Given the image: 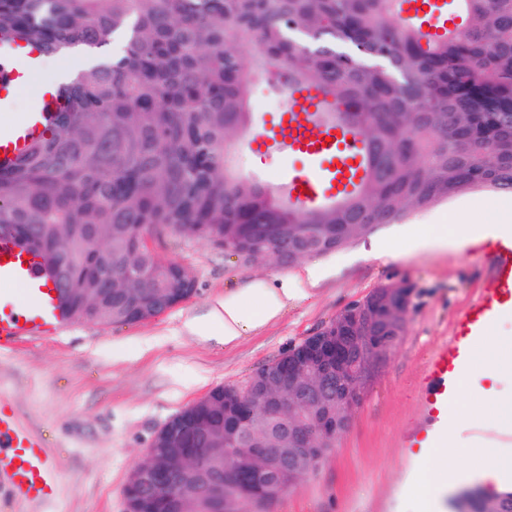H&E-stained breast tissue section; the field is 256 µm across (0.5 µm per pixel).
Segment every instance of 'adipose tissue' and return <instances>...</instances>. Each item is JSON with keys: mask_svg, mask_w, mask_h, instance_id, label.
I'll list each match as a JSON object with an SVG mask.
<instances>
[{"mask_svg": "<svg viewBox=\"0 0 512 512\" xmlns=\"http://www.w3.org/2000/svg\"><path fill=\"white\" fill-rule=\"evenodd\" d=\"M512 224V215L499 214L482 232H471L465 218H458L456 224L432 225L430 231L413 240L409 248L416 252L445 251L451 248L477 249L495 236L499 228ZM304 289L298 288L295 280L283 277L278 283L258 278L246 287L226 291L222 300L217 301L204 315L192 317L185 322V328L195 336H209L219 333L225 344L231 345L242 337L256 333L267 324L279 319L290 304L303 299ZM507 353L504 342L497 330H490L474 367L466 368L460 386L463 392H470L474 371H482L490 379L504 377L507 373ZM440 449H421V475L415 486V495L421 504L420 512H441L442 495L450 479H468L477 476L489 491H496L505 472L512 467V457L507 452L486 449L481 462L456 472L435 468L434 461L440 456Z\"/></svg>", "mask_w": 512, "mask_h": 512, "instance_id": "ef3b65f1", "label": "adipose tissue"}]
</instances>
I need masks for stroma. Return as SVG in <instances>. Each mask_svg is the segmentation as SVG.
Here are the masks:
<instances>
[{"label":"stroma","mask_w":512,"mask_h":512,"mask_svg":"<svg viewBox=\"0 0 512 512\" xmlns=\"http://www.w3.org/2000/svg\"><path fill=\"white\" fill-rule=\"evenodd\" d=\"M229 161L240 174L281 184L299 158L270 153L241 138ZM512 210V196L475 191L384 224L353 246L315 259L324 276L287 314L236 345L219 336H192L184 321L205 314L225 290L255 278L269 281L303 273L304 264L268 258L248 262L222 247L168 235L159 256L190 272L195 293L158 318L119 327L70 322L51 337L20 341L0 353V401L55 453L60 487L35 506L0 493V512H127L124 488L155 432L212 388L244 381L261 366L315 335L351 303L390 283L413 286L415 296L401 340L393 347L352 411L319 471L286 490L270 512H414L408 495L419 472L404 435L423 421L418 376L433 349L447 340L456 315L477 298L485 275L479 252L451 250L377 259L378 241L400 239L419 224H446L471 215V230L496 209ZM477 392L460 411L466 449H448L444 464L479 462L493 397L512 395V375L497 384L474 378Z\"/></svg>","instance_id":"obj_1"}]
</instances>
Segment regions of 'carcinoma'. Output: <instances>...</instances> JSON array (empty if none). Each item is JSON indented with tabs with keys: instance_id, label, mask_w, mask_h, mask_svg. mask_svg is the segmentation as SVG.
<instances>
[{
	"instance_id": "obj_1",
	"label": "carcinoma",
	"mask_w": 512,
	"mask_h": 512,
	"mask_svg": "<svg viewBox=\"0 0 512 512\" xmlns=\"http://www.w3.org/2000/svg\"><path fill=\"white\" fill-rule=\"evenodd\" d=\"M462 25L439 38L399 17V0H0V49L77 56L49 91L62 101L45 137L0 169V224L68 288L77 321L107 327L157 318L191 292L185 267L145 244L174 233L246 261L327 256L467 191L512 195V0H463ZM314 89L367 149L358 190L315 208L290 203L227 165L252 122L256 79ZM112 270V287L101 288ZM296 345L245 381L213 388L177 417V447L202 474L170 465L129 512H205L184 485L219 480L250 512L287 486H247L263 448H286L282 420L229 389L288 374ZM506 488L476 512H501Z\"/></svg>"
}]
</instances>
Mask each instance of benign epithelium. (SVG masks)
Returning <instances> with one entry per match:
<instances>
[{
	"mask_svg": "<svg viewBox=\"0 0 512 512\" xmlns=\"http://www.w3.org/2000/svg\"><path fill=\"white\" fill-rule=\"evenodd\" d=\"M413 298L412 287L383 288L346 307L336 316V333L305 340V355L288 368V377L273 372L266 386L254 391L267 409L284 418L288 417L289 401L277 390L279 386L290 388L308 410L324 415L325 423L321 426L306 419H290L291 441L311 463L325 460L328 449L316 441L327 437L332 442L348 427L352 408L402 337L400 324L392 320L390 335H379L376 309L405 314ZM269 458V466L259 471L267 481L274 482L284 472L290 477L298 475L297 458L285 457L277 450L269 452ZM165 470L166 467L151 462L134 471L131 480L145 490ZM479 495L477 486L462 489L453 499L455 512H469Z\"/></svg>",
	"mask_w": 512,
	"mask_h": 512,
	"instance_id": "benign-epithelium-1",
	"label": "benign epithelium"
}]
</instances>
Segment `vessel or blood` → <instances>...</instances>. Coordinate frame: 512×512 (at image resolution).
Here are the masks:
<instances>
[{"label": "vessel or blood", "mask_w": 512, "mask_h": 512, "mask_svg": "<svg viewBox=\"0 0 512 512\" xmlns=\"http://www.w3.org/2000/svg\"><path fill=\"white\" fill-rule=\"evenodd\" d=\"M319 107L315 92L294 93L286 111L252 136L264 148L285 150L308 162V169L289 176L287 184L289 198L306 205L347 196L364 174L360 136L339 123L317 124ZM55 109L54 98L43 95L40 112L0 141L1 167L44 133ZM487 249L488 274L478 298L458 313L448 339L434 349L418 379L426 422L440 431L448 428V408L460 395V376L475 345L502 315L512 313V235L490 240ZM66 323L41 258L25 254L13 237L0 235V351L13 349L24 338L50 336ZM0 478L11 496L36 505L56 496L60 480L54 455L7 409L0 411Z\"/></svg>", "instance_id": "b4317fda"}]
</instances>
